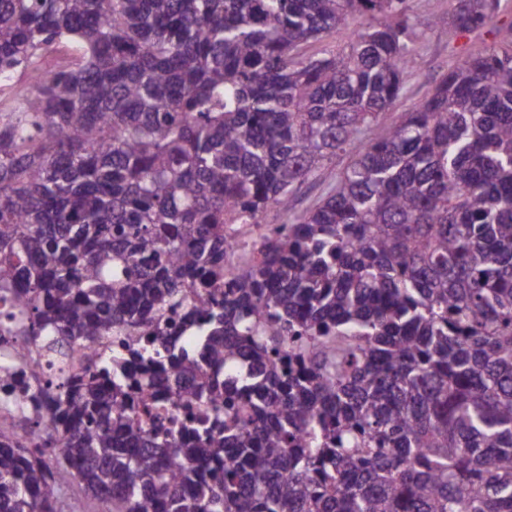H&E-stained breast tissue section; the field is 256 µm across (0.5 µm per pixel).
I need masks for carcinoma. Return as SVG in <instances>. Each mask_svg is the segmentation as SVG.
Masks as SVG:
<instances>
[{
    "label": "carcinoma",
    "instance_id": "1",
    "mask_svg": "<svg viewBox=\"0 0 512 512\" xmlns=\"http://www.w3.org/2000/svg\"><path fill=\"white\" fill-rule=\"evenodd\" d=\"M463 55L395 124L414 62L410 0H0V342L89 347L176 312L224 267V225L312 209L224 278L201 353L224 365V437L118 430L139 384L88 360L40 383L54 436L0 434V512H66L70 463L107 512H512V19L453 0ZM349 40L307 47L331 33ZM62 46L74 61L37 67ZM149 340L188 395L176 337ZM287 341L306 364L280 368ZM224 465L219 486L196 478ZM356 154L354 149L341 154L333 163H326L320 169L317 180L303 186L301 191L291 200L290 208L295 213H303L313 207L322 198L328 184L336 180V175L351 163Z\"/></svg>",
    "mask_w": 512,
    "mask_h": 512
}]
</instances>
